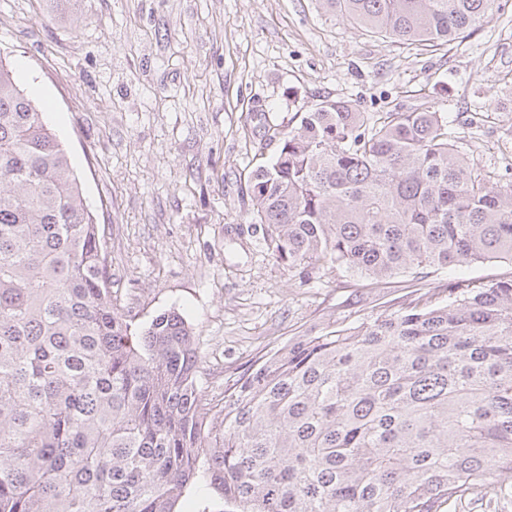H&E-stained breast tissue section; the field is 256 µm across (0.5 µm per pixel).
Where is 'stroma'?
<instances>
[{
	"label": "stroma",
	"instance_id": "1",
	"mask_svg": "<svg viewBox=\"0 0 512 512\" xmlns=\"http://www.w3.org/2000/svg\"><path fill=\"white\" fill-rule=\"evenodd\" d=\"M469 37L421 51L318 0H0V57L67 150L133 330L193 329L211 394L266 350L345 318L448 299L449 270L381 285L277 261L246 176L321 99L364 112L430 101L473 128L478 167L512 168V0Z\"/></svg>",
	"mask_w": 512,
	"mask_h": 512
}]
</instances>
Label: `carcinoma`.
<instances>
[{
	"mask_svg": "<svg viewBox=\"0 0 512 512\" xmlns=\"http://www.w3.org/2000/svg\"><path fill=\"white\" fill-rule=\"evenodd\" d=\"M428 51L497 0H319ZM247 191L272 255L377 282L512 263V175L448 113L326 97ZM176 312L137 334L67 152L0 60V512H175L208 479L234 512H445L512 498V279L295 336L211 396Z\"/></svg>",
	"mask_w": 512,
	"mask_h": 512,
	"instance_id": "1",
	"label": "carcinoma"
}]
</instances>
